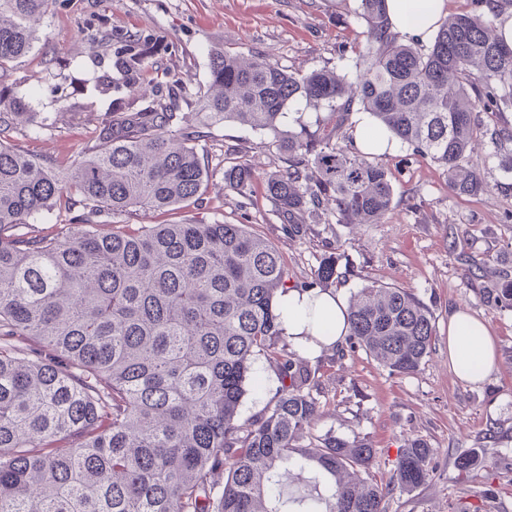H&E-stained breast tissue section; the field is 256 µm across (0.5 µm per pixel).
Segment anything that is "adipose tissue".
Returning a JSON list of instances; mask_svg holds the SVG:
<instances>
[{
    "label": "adipose tissue",
    "instance_id": "1",
    "mask_svg": "<svg viewBox=\"0 0 512 512\" xmlns=\"http://www.w3.org/2000/svg\"><path fill=\"white\" fill-rule=\"evenodd\" d=\"M394 32L404 39L426 40L447 14V0H387ZM290 342L310 359L347 333V304L343 294L313 288L291 290L276 301ZM448 363L460 380L483 382L496 368L495 339L488 324L460 310L448 316Z\"/></svg>",
    "mask_w": 512,
    "mask_h": 512
}]
</instances>
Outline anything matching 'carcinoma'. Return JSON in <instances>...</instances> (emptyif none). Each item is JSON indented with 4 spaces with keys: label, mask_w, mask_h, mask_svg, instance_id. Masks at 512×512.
<instances>
[{
    "label": "carcinoma",
    "mask_w": 512,
    "mask_h": 512,
    "mask_svg": "<svg viewBox=\"0 0 512 512\" xmlns=\"http://www.w3.org/2000/svg\"><path fill=\"white\" fill-rule=\"evenodd\" d=\"M471 2L412 47L392 31L386 0H359L363 40L340 72L299 74L216 47L208 85L191 94L178 129L166 102L127 101L66 170L6 142L31 121L24 103L0 111V512H386L394 492L426 483L434 449L423 440L401 449L383 488L363 476L370 444L310 434L317 369L277 347L288 268L271 242L219 221L98 223L197 200L213 177L196 151L201 129L233 122L272 135L288 167L261 176L229 161L224 188L247 198L262 180L286 233L377 224L392 206L388 172L336 142L356 105L442 166L458 195L487 187L472 148L491 141L492 189L512 197V48L494 23L512 0ZM47 5L0 0V77L31 53ZM143 60L134 52L121 62L128 81ZM300 101L328 113L317 131L282 129ZM64 202L82 210L65 236L16 232ZM342 258L337 246L326 251L315 281H335ZM481 278L484 304L512 311V248ZM347 325L343 349L396 374L415 372L435 335L413 293L373 284L350 297ZM259 356L279 386L242 420L248 386L261 387ZM482 463L474 449L456 458L465 473ZM308 468L310 492L288 493V479Z\"/></svg>",
    "instance_id": "1"
}]
</instances>
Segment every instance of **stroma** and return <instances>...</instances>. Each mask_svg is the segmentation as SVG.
Returning a JSON list of instances; mask_svg holds the SVG:
<instances>
[{"label": "stroma", "instance_id": "stroma-1", "mask_svg": "<svg viewBox=\"0 0 512 512\" xmlns=\"http://www.w3.org/2000/svg\"><path fill=\"white\" fill-rule=\"evenodd\" d=\"M357 0H51L43 36L5 78L11 98L29 104L45 124L13 140L21 150L65 168L77 161L111 107L131 97L152 99L156 83L181 79L186 89L206 85L212 47L258 53L288 70L340 68L342 47L361 38ZM162 44L136 84L120 63L126 48ZM268 135L229 122L209 127L197 144L209 166L224 155L249 160L264 173L286 168L288 157ZM393 185L389 214L378 224H314L305 236L286 234L263 188L245 199L214 176L198 205L177 212H137L132 224L184 220L246 224L282 255L290 283L314 282L326 244L345 253L335 287L350 296L366 285L411 291L432 312L431 351L414 373L379 367L365 352H323L319 370L317 434L365 440L376 450L371 477L388 484L405 443L426 440L435 451L433 473L412 494L397 493L388 512H512V312L480 299L479 269L493 265L512 243V198L492 191L455 194L442 168L413 155L407 144L380 157ZM461 309L486 321L498 364L485 381L459 380L448 364V314ZM482 451L498 476L462 473L457 454Z\"/></svg>", "mask_w": 512, "mask_h": 512}]
</instances>
